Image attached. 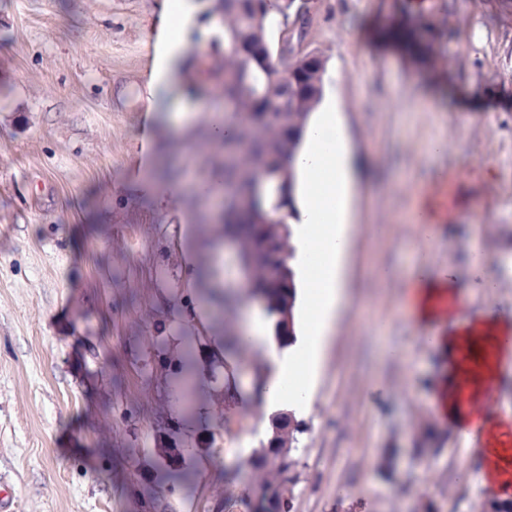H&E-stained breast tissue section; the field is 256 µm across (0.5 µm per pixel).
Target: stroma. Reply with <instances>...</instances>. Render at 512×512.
<instances>
[{
    "mask_svg": "<svg viewBox=\"0 0 512 512\" xmlns=\"http://www.w3.org/2000/svg\"><path fill=\"white\" fill-rule=\"evenodd\" d=\"M163 0H0V491L8 512H137L140 450L177 445L196 477L176 512H252L245 467L271 434L253 385L259 353L218 354L186 228L209 234L198 190L215 168L199 138L228 106L214 90L158 94L143 150L146 76ZM271 30L313 54L341 94L358 176L348 305L293 443L291 512H481V459L460 437L413 454L440 367L402 312L420 265L451 268L473 309L512 311V0H301ZM178 109L177 125L166 117ZM445 150L429 154L430 142ZM451 184L455 223L425 243L416 207ZM481 200L471 212L472 200ZM485 258L491 291L472 287ZM202 336L206 426L167 434L184 395L169 379ZM237 386L239 400L225 398ZM394 452L392 469L381 468Z\"/></svg>",
    "mask_w": 512,
    "mask_h": 512,
    "instance_id": "1",
    "label": "stroma"
}]
</instances>
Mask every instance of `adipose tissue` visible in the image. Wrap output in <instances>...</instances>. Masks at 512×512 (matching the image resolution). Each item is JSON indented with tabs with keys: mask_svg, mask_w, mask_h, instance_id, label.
Returning a JSON list of instances; mask_svg holds the SVG:
<instances>
[{
	"mask_svg": "<svg viewBox=\"0 0 512 512\" xmlns=\"http://www.w3.org/2000/svg\"><path fill=\"white\" fill-rule=\"evenodd\" d=\"M191 11L189 0H164L147 112L157 109L155 93L179 80ZM342 110L339 95L326 91L308 120L294 166L291 223L303 275L301 334L293 345L282 348L268 340L260 318L249 314L237 324L241 346L260 350L265 361L264 398L272 409L285 402L295 410L308 406L336 316L347 300L343 277L350 248L353 160L340 120ZM403 310L421 340L442 358L428 408L479 454L483 487L505 496L512 490V414H495L494 389L512 374V312L471 309L454 270L427 266L407 283Z\"/></svg>",
	"mask_w": 512,
	"mask_h": 512,
	"instance_id": "adipose-tissue-1",
	"label": "adipose tissue"
}]
</instances>
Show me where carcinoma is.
<instances>
[{
  "instance_id": "carcinoma-1",
  "label": "carcinoma",
  "mask_w": 512,
  "mask_h": 512,
  "mask_svg": "<svg viewBox=\"0 0 512 512\" xmlns=\"http://www.w3.org/2000/svg\"><path fill=\"white\" fill-rule=\"evenodd\" d=\"M268 9L261 12L257 25L248 22L254 9L251 0H224L215 3L213 12L224 19V57L208 65L206 73L213 88L231 100L234 110L224 113L227 119L236 122L237 132L224 139V160L210 155L214 163L224 166V184L231 187L232 194L224 197V233L238 242L240 253L252 259L254 266L253 289L267 299L265 311L276 320L283 308L294 316L297 301V286L293 267L283 269L285 261L293 258V248L288 255L278 253L285 236H291L286 218L293 208V172L288 170V158L296 156L302 130L307 125L311 111L319 103L323 88L315 93L288 102L283 109L270 99L279 72L262 61L251 48L269 41L268 29L276 22L270 17L272 0H265ZM300 128L297 135L287 137L284 124ZM200 341L189 340L181 360L186 375L195 369L196 352ZM285 432L279 438V447L293 440L300 431L293 416L280 412L272 418V432ZM450 432L433 424L422 428L415 438V449L420 453L438 450L448 441ZM175 454L182 462L178 446L155 449L156 461L153 469L165 475V479L183 481L188 474L181 467H170L165 458ZM275 454L273 447L253 456L248 465L262 477L255 480L251 491L267 493L273 491L277 497L274 512H289V498L284 495L283 481L265 477L267 472H281L276 463L270 461Z\"/></svg>"
}]
</instances>
